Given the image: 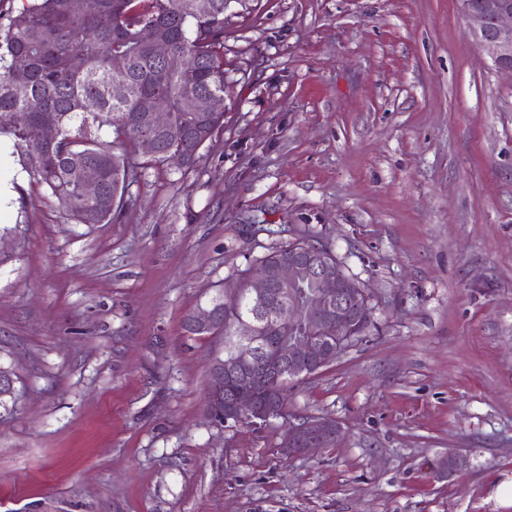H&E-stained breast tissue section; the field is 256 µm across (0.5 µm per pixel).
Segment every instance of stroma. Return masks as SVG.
I'll return each mask as SVG.
<instances>
[{
    "label": "stroma",
    "mask_w": 512,
    "mask_h": 512,
    "mask_svg": "<svg viewBox=\"0 0 512 512\" xmlns=\"http://www.w3.org/2000/svg\"><path fill=\"white\" fill-rule=\"evenodd\" d=\"M0 151V512H512V74L458 0H230L223 130L189 173L134 152L109 224ZM296 240L374 325L288 398L337 445L285 458L212 423L224 337L182 324Z\"/></svg>",
    "instance_id": "35a3bbf8"
}]
</instances>
